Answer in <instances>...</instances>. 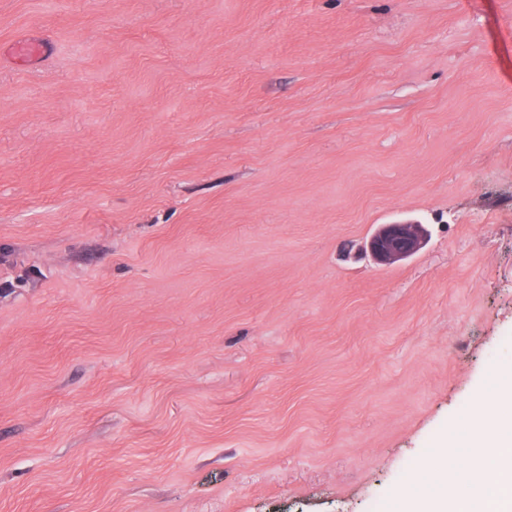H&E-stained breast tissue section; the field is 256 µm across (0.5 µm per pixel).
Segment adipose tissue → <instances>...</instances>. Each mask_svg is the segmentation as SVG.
<instances>
[{
  "label": "adipose tissue",
  "instance_id": "adipose-tissue-1",
  "mask_svg": "<svg viewBox=\"0 0 512 512\" xmlns=\"http://www.w3.org/2000/svg\"><path fill=\"white\" fill-rule=\"evenodd\" d=\"M485 413L494 425L492 451L473 452L465 435L451 433L430 456L428 491L392 512H512V375L494 389ZM460 482L470 492L449 497V486Z\"/></svg>",
  "mask_w": 512,
  "mask_h": 512
}]
</instances>
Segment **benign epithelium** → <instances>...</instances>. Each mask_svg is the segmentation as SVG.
Returning <instances> with one entry per match:
<instances>
[{"mask_svg":"<svg viewBox=\"0 0 512 512\" xmlns=\"http://www.w3.org/2000/svg\"><path fill=\"white\" fill-rule=\"evenodd\" d=\"M424 225L416 221L395 222L379 226L367 241V249L385 266L394 265L418 253L427 243Z\"/></svg>","mask_w":512,"mask_h":512,"instance_id":"benign-epithelium-1","label":"benign epithelium"}]
</instances>
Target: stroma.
<instances>
[{
  "instance_id": "35a3bbf8",
  "label": "stroma",
  "mask_w": 512,
  "mask_h": 512,
  "mask_svg": "<svg viewBox=\"0 0 512 512\" xmlns=\"http://www.w3.org/2000/svg\"><path fill=\"white\" fill-rule=\"evenodd\" d=\"M508 373L512 0H0V512H389ZM423 224L416 221L380 225L367 241V249L385 266L394 265L418 253L427 243Z\"/></svg>"
}]
</instances>
